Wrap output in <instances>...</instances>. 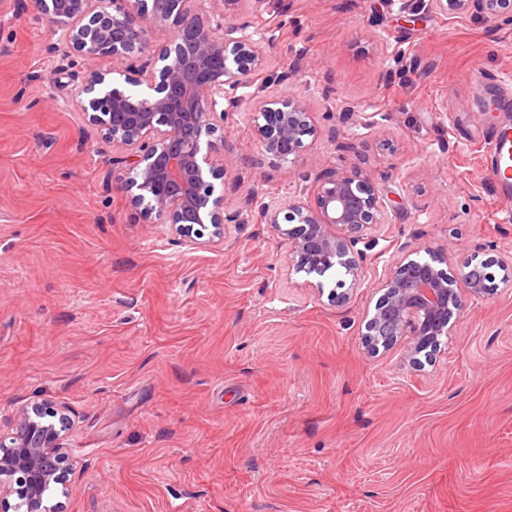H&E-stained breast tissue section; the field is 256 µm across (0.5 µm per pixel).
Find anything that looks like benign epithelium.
I'll return each instance as SVG.
<instances>
[{"label":"benign epithelium","instance_id":"1","mask_svg":"<svg viewBox=\"0 0 512 512\" xmlns=\"http://www.w3.org/2000/svg\"><path fill=\"white\" fill-rule=\"evenodd\" d=\"M450 12H475L495 19L512 0H430ZM228 0H29L68 49L92 61L100 56L124 59L147 55L162 63L144 69L139 80L120 85L110 70H91L76 103L99 127L104 140L129 147L112 158L119 169L113 189L139 209L150 224H168L191 246L224 239L228 224H241L238 210L215 195L230 161L213 136L224 125V102L241 100L263 73L276 30L257 39L224 12ZM173 26L163 45L147 39L148 30ZM263 151L296 162L304 138L317 133L305 97L266 96L252 113ZM314 204L286 200L263 206L266 223L288 241V267L296 274L324 276L339 270L329 301L345 303L364 284L367 251L376 245L384 202L372 179L345 172L318 179ZM425 257L399 258L378 282L381 295L366 315L363 344L376 355L399 340L409 345L408 364H433L444 339L455 335L467 301L490 295L495 263L472 255L461 262L448 249H424ZM67 409L50 401L33 402L14 419L8 439L0 436V501L16 496V512H66L62 502L46 504V492L65 486L61 440L70 430Z\"/></svg>","mask_w":512,"mask_h":512}]
</instances>
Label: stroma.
Segmentation results:
<instances>
[{"mask_svg": "<svg viewBox=\"0 0 512 512\" xmlns=\"http://www.w3.org/2000/svg\"><path fill=\"white\" fill-rule=\"evenodd\" d=\"M428 0H229L279 28L272 86L305 95L297 163L260 147L243 101L215 140L230 160L221 242L180 244L113 190L106 142L72 98L87 62L22 6L0 15V436L48 399L70 410L68 512H512V280L473 302L435 365L362 343L401 247L512 254V202L487 176L475 69L512 76V17ZM372 176L386 203L365 284L336 305L288 271V243L247 210L312 201L318 177Z\"/></svg>", "mask_w": 512, "mask_h": 512, "instance_id": "stroma-1", "label": "stroma"}]
</instances>
